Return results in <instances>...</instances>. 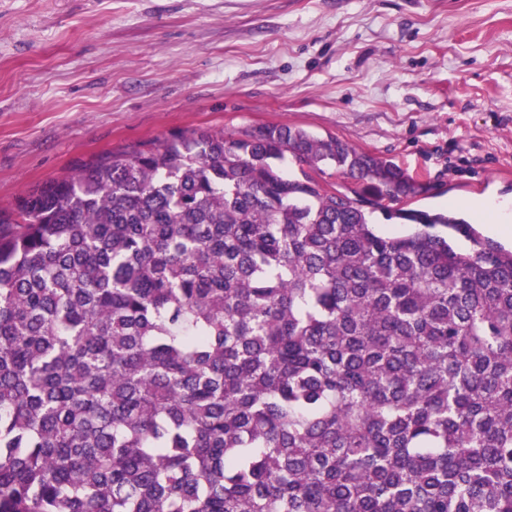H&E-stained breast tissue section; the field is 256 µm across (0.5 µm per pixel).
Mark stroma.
Segmentation results:
<instances>
[{"label": "stroma", "mask_w": 512, "mask_h": 512, "mask_svg": "<svg viewBox=\"0 0 512 512\" xmlns=\"http://www.w3.org/2000/svg\"><path fill=\"white\" fill-rule=\"evenodd\" d=\"M265 124L392 160L492 239L512 200V0H0V210L98 154Z\"/></svg>", "instance_id": "stroma-1"}]
</instances>
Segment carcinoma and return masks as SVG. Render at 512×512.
I'll list each match as a JSON object with an SVG mask.
<instances>
[{
  "label": "carcinoma",
  "mask_w": 512,
  "mask_h": 512,
  "mask_svg": "<svg viewBox=\"0 0 512 512\" xmlns=\"http://www.w3.org/2000/svg\"><path fill=\"white\" fill-rule=\"evenodd\" d=\"M424 191L278 124L34 189L0 215V512H512V250L383 204Z\"/></svg>",
  "instance_id": "obj_1"
}]
</instances>
